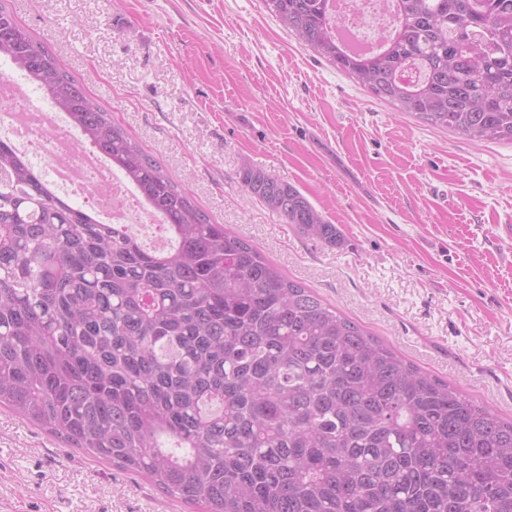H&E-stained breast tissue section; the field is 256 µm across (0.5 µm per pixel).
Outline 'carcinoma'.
<instances>
[{
	"mask_svg": "<svg viewBox=\"0 0 512 512\" xmlns=\"http://www.w3.org/2000/svg\"><path fill=\"white\" fill-rule=\"evenodd\" d=\"M376 99L512 143V0H390L351 55L330 0H263ZM67 115L171 233L146 249L0 138V406L204 512H512V421L421 370L214 224L0 7V59ZM247 194L329 246L295 186Z\"/></svg>",
	"mask_w": 512,
	"mask_h": 512,
	"instance_id": "1",
	"label": "carcinoma"
}]
</instances>
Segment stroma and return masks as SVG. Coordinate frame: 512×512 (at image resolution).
Listing matches in <instances>:
<instances>
[{
  "mask_svg": "<svg viewBox=\"0 0 512 512\" xmlns=\"http://www.w3.org/2000/svg\"><path fill=\"white\" fill-rule=\"evenodd\" d=\"M211 222L422 369L512 417V144L374 98L262 0H0ZM296 186L328 246L246 198ZM0 512H201L0 408Z\"/></svg>",
  "mask_w": 512,
  "mask_h": 512,
  "instance_id": "obj_1",
  "label": "stroma"
}]
</instances>
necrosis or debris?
I'll use <instances>...</instances> for the list:
<instances>
[{
    "label": "necrosis or debris",
    "mask_w": 512,
    "mask_h": 512,
    "mask_svg": "<svg viewBox=\"0 0 512 512\" xmlns=\"http://www.w3.org/2000/svg\"><path fill=\"white\" fill-rule=\"evenodd\" d=\"M338 27L357 49L379 45L393 24L381 0H336ZM38 88L23 73L0 74V131L27 157L45 163V175L68 196L98 207L113 224H153L156 216L137 190L105 158L94 159L54 107L37 101Z\"/></svg>",
    "instance_id": "4bbe7bcc"
}]
</instances>
